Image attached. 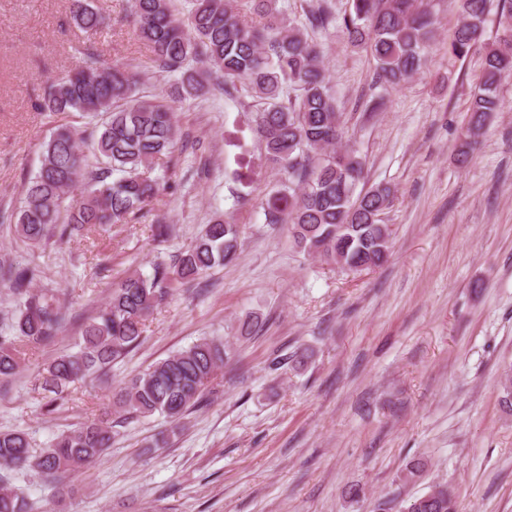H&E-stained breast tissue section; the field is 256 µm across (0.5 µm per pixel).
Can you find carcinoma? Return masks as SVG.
Masks as SVG:
<instances>
[{"mask_svg": "<svg viewBox=\"0 0 512 512\" xmlns=\"http://www.w3.org/2000/svg\"><path fill=\"white\" fill-rule=\"evenodd\" d=\"M489 2L458 0L460 21L449 44L454 55L463 57L481 43ZM247 4L249 20L238 0H192L185 23L175 15L173 0H132L136 33L150 50L145 64L109 62L87 47L37 103L43 112L102 116L90 133L95 164L80 148L85 132L58 126L21 205L0 212V224L13 225L20 240L39 245L55 233L62 239L86 225L138 220L160 191L146 172L172 159L179 133L168 101L139 94L141 72L178 75L172 96L186 100L210 91L199 69L204 65L224 92L241 85L261 106L256 133L265 162L286 181L262 203L266 222L289 225L295 245L327 264L355 271L384 264L392 231L381 215L390 204V190L357 192L363 162L337 149L347 131L330 94L321 46L306 32L325 27L330 13L313 12L299 24L277 9L276 0ZM498 7L502 33L484 48L481 80L456 153L461 165L471 158L490 117L501 111L499 88L512 75V0H498ZM71 15L90 37L104 23L90 0H73ZM342 26L350 44L371 57L375 79L392 85L421 69L426 48L438 36L427 0H350ZM80 181L81 199L64 205ZM240 234L238 225L217 218L173 263L157 262L149 275L127 274L106 306L84 324L73 348L44 368L46 410L57 409L69 385L107 370L137 346L145 321L175 285L233 263ZM35 277L29 266L0 259V282L8 283L19 298L13 335L0 336L1 380L17 373L22 347L51 343L61 324L59 297L49 289L32 290ZM223 365L224 345L203 339L131 377L112 394L113 412L128 418L157 413L176 425L203 403ZM112 428V412H106L39 449L22 431L0 432V469L31 470L60 485L68 474L101 459L111 446ZM0 512H28L27 502L1 484ZM404 512H458V507L452 491L435 485L427 495L408 500Z\"/></svg>", "mask_w": 512, "mask_h": 512, "instance_id": "carcinoma-1", "label": "carcinoma"}]
</instances>
